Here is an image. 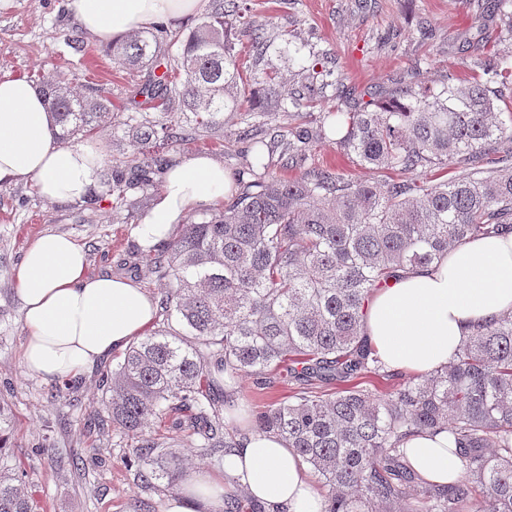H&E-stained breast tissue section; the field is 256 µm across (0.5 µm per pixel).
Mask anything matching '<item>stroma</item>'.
Returning <instances> with one entry per match:
<instances>
[{
  "label": "stroma",
  "mask_w": 512,
  "mask_h": 512,
  "mask_svg": "<svg viewBox=\"0 0 512 512\" xmlns=\"http://www.w3.org/2000/svg\"><path fill=\"white\" fill-rule=\"evenodd\" d=\"M249 5L254 25L264 28L271 41L267 58L283 82L297 84L313 54L327 50L336 55L351 98L361 104L380 100L400 85L423 91L446 78L459 82L478 76L469 55L488 39L512 61V29L475 17L469 0H249ZM71 35L82 37L84 54L67 46ZM104 48L69 16L64 0H0V76L33 78L55 71L72 89L110 99L111 119L87 142L106 160L130 169L141 158L129 146L125 120L139 109L134 89L148 72L126 69L106 56ZM321 118L317 107L305 108L297 117L245 108L225 114L223 131L193 133L165 155L172 162L208 154L242 183L250 180L249 169L258 161L288 179L331 167L369 182L391 180V173L369 171L341 154L330 138H313L288 168L279 152L255 147L257 139L270 140L297 126L318 129ZM161 182V175H154L152 186L127 190L126 204L106 195L92 209L48 202L29 182L0 185V396L10 408L13 463L25 471L42 512H161L171 495L164 488L153 492L138 485L122 463L130 437L101 424V375L121 360V353L74 378L66 403L60 405L51 398V383L24 370L26 331L17 281L27 247L38 237L57 234L85 249L89 274L109 270L159 297L150 256L138 247L132 230ZM151 432L174 442L192 468L223 472V463L203 454L190 433L160 423ZM72 454L83 457V474L58 470L57 459Z\"/></svg>",
  "instance_id": "35a3bbf8"
}]
</instances>
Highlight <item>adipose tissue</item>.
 Instances as JSON below:
<instances>
[{"label": "adipose tissue", "mask_w": 512, "mask_h": 512, "mask_svg": "<svg viewBox=\"0 0 512 512\" xmlns=\"http://www.w3.org/2000/svg\"><path fill=\"white\" fill-rule=\"evenodd\" d=\"M205 0H65L67 12L101 41L111 42L200 11ZM104 159L86 145L56 136L43 93L27 79L0 78V185L33 182L50 202H75L98 187ZM232 179L222 163L196 154L167 170L152 207L133 229L152 248L168 241L193 211L218 207ZM85 250L63 235H45L25 251L19 293L26 329L27 373L65 383L142 337L156 304L138 284L86 271ZM512 314V234L456 245L432 264L399 272L375 288L363 333L391 369L425 377L446 366L478 322ZM223 473H191L163 512H224V479L236 478L266 512H321L308 465L280 438L242 430ZM414 470L447 484L461 471L448 436L424 432L406 443Z\"/></svg>", "instance_id": "obj_1"}]
</instances>
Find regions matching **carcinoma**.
Listing matches in <instances>:
<instances>
[{
    "label": "carcinoma",
    "instance_id": "1",
    "mask_svg": "<svg viewBox=\"0 0 512 512\" xmlns=\"http://www.w3.org/2000/svg\"><path fill=\"white\" fill-rule=\"evenodd\" d=\"M246 11V0H215L186 36L160 25L113 42L108 54L128 69L156 70L160 43L183 41L177 64L149 75L135 95L147 110L166 118L189 112L215 131L224 113L260 92L287 112L329 87L340 90L336 69L309 67L302 92L283 97L276 76L259 68L268 40ZM244 39L254 52L248 77L237 49ZM472 63L485 78L443 81L423 94L399 87L372 110L352 106L322 117L340 134V151L366 168L428 173L457 164L468 174L375 184L330 170L285 180L265 167L222 209L177 226L152 261L165 323L103 377L113 429L138 434L160 417L196 435L203 452L226 455L236 431L210 391L213 373L227 378L230 411L237 377L283 367L292 394L257 412L253 424L282 437L328 487L322 512H512V315L478 326L428 377L381 397L361 382L396 377L361 335L377 282L429 265L451 245L512 233V124L497 117L512 64L488 47L476 49ZM38 80L63 141L92 135L112 112L109 100L72 92L54 72ZM126 126L138 151L188 137L181 123L143 114ZM290 135L291 159L313 134L298 126ZM101 187L121 202L129 183L108 167ZM316 381L340 389L318 393ZM424 431L448 433L463 461L461 478L441 485L416 473L403 445ZM123 464L148 489L163 479L171 489L183 476L178 453L156 438L138 442ZM234 486L240 492L225 495V512H264ZM0 512H39L22 475L1 458Z\"/></svg>",
    "mask_w": 512,
    "mask_h": 512
}]
</instances>
